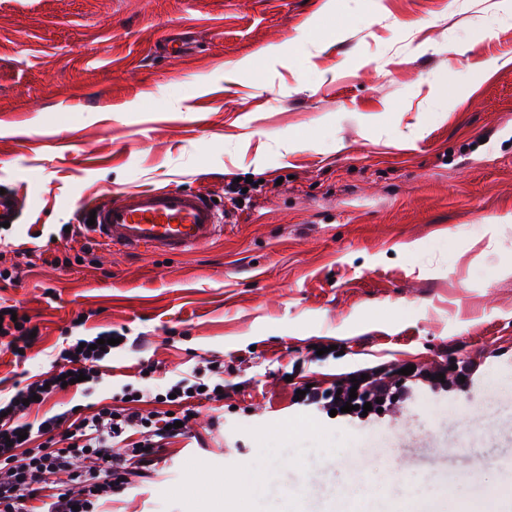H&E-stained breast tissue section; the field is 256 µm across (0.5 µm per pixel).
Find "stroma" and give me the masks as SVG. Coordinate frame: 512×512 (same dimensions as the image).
<instances>
[{
	"instance_id": "stroma-1",
	"label": "stroma",
	"mask_w": 512,
	"mask_h": 512,
	"mask_svg": "<svg viewBox=\"0 0 512 512\" xmlns=\"http://www.w3.org/2000/svg\"><path fill=\"white\" fill-rule=\"evenodd\" d=\"M191 45L182 55L166 44ZM462 54L449 56V45ZM260 182L249 189L248 180ZM0 303L40 327L0 390L47 370L72 322L125 329L90 403L202 360L223 424L159 449L107 512H304L396 481L386 512L455 480L512 485V11L502 0H0ZM200 191L228 222L182 257L83 247L97 199ZM497 230H490V223ZM476 359L470 388L330 416L297 389L382 363ZM235 483H228V476Z\"/></svg>"
}]
</instances>
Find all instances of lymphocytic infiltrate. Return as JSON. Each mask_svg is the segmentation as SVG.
Returning a JSON list of instances; mask_svg holds the SVG:
<instances>
[{"mask_svg": "<svg viewBox=\"0 0 512 512\" xmlns=\"http://www.w3.org/2000/svg\"><path fill=\"white\" fill-rule=\"evenodd\" d=\"M35 329L28 314L0 306L1 347L13 353L28 350ZM113 337L115 330L107 329L68 343L49 370L0 395V512H101L132 477L154 470L158 448L187 434L193 400L223 401L224 368L207 361L190 375L161 380L152 388L124 385L121 405L106 403L90 411L75 404L29 419L31 408L58 393L85 397L102 383L112 353L96 342ZM478 369L476 360L466 358L452 370L443 363L417 366L405 379L398 365L384 363L367 369L355 385L344 378L334 386L307 388L301 402L326 413L349 401L359 406L378 401L397 411L414 387L450 389L473 380ZM68 372L79 375V382L63 384L61 376Z\"/></svg>", "mask_w": 512, "mask_h": 512, "instance_id": "lymphocytic-infiltrate-1", "label": "lymphocytic infiltrate"}]
</instances>
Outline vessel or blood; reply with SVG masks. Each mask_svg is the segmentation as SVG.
Wrapping results in <instances>:
<instances>
[{"label": "vessel or blood", "mask_w": 512, "mask_h": 512, "mask_svg": "<svg viewBox=\"0 0 512 512\" xmlns=\"http://www.w3.org/2000/svg\"><path fill=\"white\" fill-rule=\"evenodd\" d=\"M90 233L109 247L135 252L147 248L176 257L204 247L221 229L210 198L197 191L142 188L95 207Z\"/></svg>", "instance_id": "vessel-or-blood-1"}]
</instances>
